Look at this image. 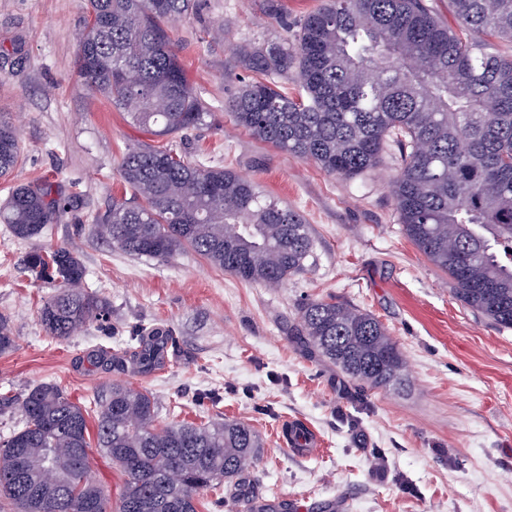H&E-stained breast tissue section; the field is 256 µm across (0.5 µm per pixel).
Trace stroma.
Wrapping results in <instances>:
<instances>
[{"instance_id":"1","label":"stroma","mask_w":512,"mask_h":512,"mask_svg":"<svg viewBox=\"0 0 512 512\" xmlns=\"http://www.w3.org/2000/svg\"><path fill=\"white\" fill-rule=\"evenodd\" d=\"M199 0L175 30L179 58L212 114L166 140L144 133L84 87L75 67L86 0H0V118L16 127L18 166L0 178V200L18 184L49 183L69 199L48 236L21 241L0 224V315L16 347L0 356V394L22 400L53 383L80 405L114 382L153 395L160 423L245 422L263 448L250 470L266 502L304 512H512V329L459 302L447 275L398 224L396 153L341 180L314 162L238 127L228 103L256 75L234 45L296 32L326 0ZM173 145L188 160L232 169L301 213L311 237L304 271L282 286L239 281L192 252L167 262L107 243L98 223L125 187L127 147ZM78 254L86 286L109 299L108 322L66 339L50 336L38 311L59 287L32 277L37 247ZM335 299L374 315L405 362L400 385L354 387L336 365L296 345L298 310ZM177 340L153 373L107 370L92 351L114 350L140 325ZM305 421L323 442L308 458L282 448L277 428Z\"/></svg>"}]
</instances>
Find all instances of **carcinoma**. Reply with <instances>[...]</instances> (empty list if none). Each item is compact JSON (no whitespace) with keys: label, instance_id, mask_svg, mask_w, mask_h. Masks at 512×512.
Segmentation results:
<instances>
[{"label":"carcinoma","instance_id":"carcinoma-1","mask_svg":"<svg viewBox=\"0 0 512 512\" xmlns=\"http://www.w3.org/2000/svg\"><path fill=\"white\" fill-rule=\"evenodd\" d=\"M454 25L426 0H329L300 24L292 42L234 49L263 80L228 105L254 137L354 178L380 163L389 142L400 170L398 223L436 267L455 298L512 328V56L487 51L490 35L512 43V0H448ZM196 0H87L75 65L84 86L154 136L177 135L209 112L190 84L170 35ZM289 80L290 97L279 88ZM16 128L0 120V177L19 162ZM133 200L112 199L101 227L113 246L160 262L192 251L250 283L274 287L302 272L309 227L297 211L222 166L188 161L174 148H129L119 163ZM67 201L50 185H20L0 204V223L18 240L42 236ZM26 265L63 289L39 310L48 333L65 339L104 323L110 302L83 289L86 270L69 249L37 248ZM296 336L365 392L403 381L396 343L370 313L318 299L298 311ZM172 337L141 328L122 351L100 360L140 373L163 363ZM15 347L0 315V355ZM98 447L124 476L112 507L88 466L87 409L55 384L30 389L22 427L0 439V497L15 512H198L263 497L236 479L256 465L262 443L237 420L157 424L147 392L114 383L94 401Z\"/></svg>","mask_w":512,"mask_h":512}]
</instances>
